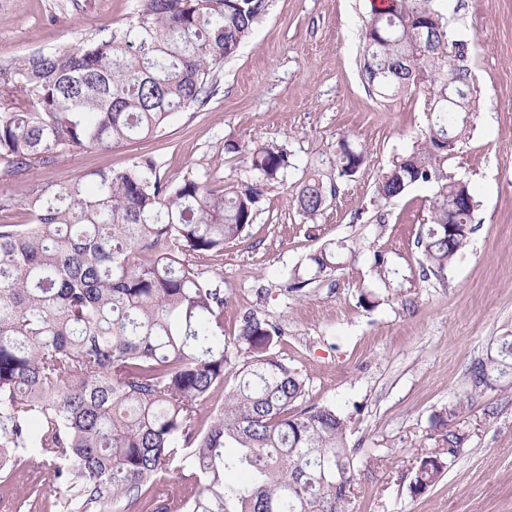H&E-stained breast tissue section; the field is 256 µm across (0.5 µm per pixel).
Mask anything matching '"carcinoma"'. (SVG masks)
Instances as JSON below:
<instances>
[{"mask_svg": "<svg viewBox=\"0 0 512 512\" xmlns=\"http://www.w3.org/2000/svg\"><path fill=\"white\" fill-rule=\"evenodd\" d=\"M273 0H137L134 20L83 44L0 67V172L12 176L76 149L106 150L155 136L171 116L207 101L211 74L268 15ZM362 76L381 98L422 87L435 122L377 185L381 201L432 183L418 245L443 276L466 246L475 207H459L440 162L469 135L477 90L468 44L438 0H380L362 28ZM457 92L448 94V84ZM261 182L218 191L163 179L152 156L35 186L29 224L0 225V481L29 455L53 462L57 512L160 502L172 478L195 480L181 512H346L355 458L347 419L331 404L302 406L308 389L272 353L277 328L247 315L224 336V289L191 267L243 236L261 183L291 167L283 148H246ZM339 144V175L362 164ZM336 191L319 176L297 189L312 218ZM454 231L448 232V218ZM336 254L310 257L317 272ZM512 376V339L471 368L476 385ZM233 385L203 420L214 393ZM421 456L411 496L429 490L457 454Z\"/></svg>", "mask_w": 512, "mask_h": 512, "instance_id": "carcinoma-1", "label": "carcinoma"}]
</instances>
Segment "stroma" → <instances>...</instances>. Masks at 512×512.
<instances>
[{
  "instance_id": "obj_1",
  "label": "stroma",
  "mask_w": 512,
  "mask_h": 512,
  "mask_svg": "<svg viewBox=\"0 0 512 512\" xmlns=\"http://www.w3.org/2000/svg\"><path fill=\"white\" fill-rule=\"evenodd\" d=\"M135 0H0V64L78 45L88 33L128 23ZM453 36L467 40L480 105L469 139L444 169L477 203L473 231L444 276L429 271L419 235L436 188L420 183L390 203L376 185L415 146L430 113L416 90L378 97L361 71L364 0H274L218 72L206 103L175 113L157 136L106 151L76 150L59 162L0 175V224H25L29 191L153 156L163 179L201 178L216 189L256 182L242 146L275 144L291 167L265 183L245 237L222 253L192 257L224 290V334L245 315L276 325L274 352L307 381L308 402L348 419L357 449L349 512H512V387L474 385L470 368L512 336V0H440ZM364 161L336 174L340 139ZM334 176L337 194L314 219L295 189L311 174ZM346 244L338 267L308 257ZM468 397L453 426L464 436L439 481L414 497L421 453L442 447L436 418ZM54 470L32 457L0 484V505L20 512Z\"/></svg>"
}]
</instances>
